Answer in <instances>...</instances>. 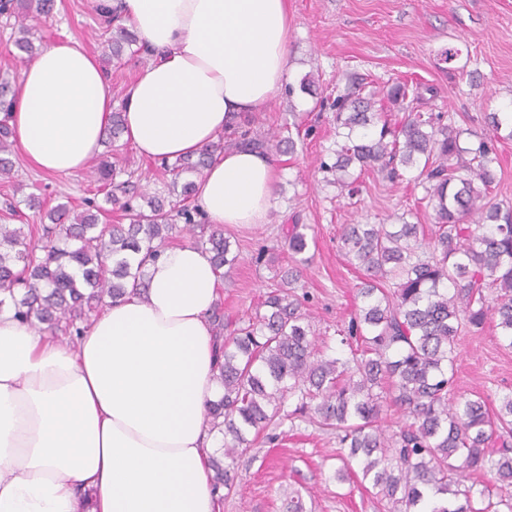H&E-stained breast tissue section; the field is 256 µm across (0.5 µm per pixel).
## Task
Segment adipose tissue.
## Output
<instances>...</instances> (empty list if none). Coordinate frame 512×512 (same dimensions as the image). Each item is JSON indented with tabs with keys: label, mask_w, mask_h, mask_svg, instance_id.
<instances>
[{
	"label": "adipose tissue",
	"mask_w": 512,
	"mask_h": 512,
	"mask_svg": "<svg viewBox=\"0 0 512 512\" xmlns=\"http://www.w3.org/2000/svg\"><path fill=\"white\" fill-rule=\"evenodd\" d=\"M151 50L128 87L125 137L161 162L195 155L289 80L288 0H93ZM111 82L78 41L24 68L9 124L49 174L87 168L113 111ZM276 166L234 148L195 182L210 224H264ZM144 292L105 299L73 341L0 311V512H219L207 407L221 391L208 253L165 248Z\"/></svg>",
	"instance_id": "1"
}]
</instances>
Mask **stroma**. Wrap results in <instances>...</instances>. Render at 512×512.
Wrapping results in <instances>:
<instances>
[{"label":"stroma","mask_w":512,"mask_h":512,"mask_svg":"<svg viewBox=\"0 0 512 512\" xmlns=\"http://www.w3.org/2000/svg\"><path fill=\"white\" fill-rule=\"evenodd\" d=\"M292 27L288 51L289 83L294 95L279 93L257 110L251 135L289 130L294 153H278L277 206L269 223L228 225L239 262L218 288L225 316L245 320L254 314L271 284L291 260L285 244L289 225L307 227L311 262L295 291L307 296L318 349L348 355L340 342L360 301L358 273L339 245L345 224H419L433 227V211L413 177L392 182L362 173L353 194L339 193L317 168L335 139L333 114L317 97L336 98L362 81L379 87L391 79L435 87L429 109L445 113L462 129V146L475 134H490L487 116L512 104V0H290ZM38 47L73 38L101 54L106 26L87 0H56L51 17L32 21ZM458 52L445 62L447 49ZM314 75L317 96L299 93L305 75ZM12 182L0 180V224H42L44 212L66 203L82 212L88 201H103L89 171L46 175L21 152H13ZM109 159L133 182L164 190L169 180L159 164L138 155L121 140ZM43 211L24 207L27 194ZM19 204L11 215L9 204ZM262 263H255L259 248ZM455 398L496 399L512 390V349L501 346L492 324L463 329L457 339ZM336 434L306 420H282L259 435L237 461L235 488L225 495L221 512H287L289 492L299 491L306 512H388L387 501L366 490L360 477L337 481Z\"/></svg>","instance_id":"1"}]
</instances>
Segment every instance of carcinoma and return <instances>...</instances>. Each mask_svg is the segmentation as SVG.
<instances>
[{
  "label": "carcinoma",
  "instance_id": "obj_1",
  "mask_svg": "<svg viewBox=\"0 0 512 512\" xmlns=\"http://www.w3.org/2000/svg\"><path fill=\"white\" fill-rule=\"evenodd\" d=\"M0 14L14 18L13 47L20 59L39 54L29 18L48 17L54 0H29L19 11L16 0ZM109 57L137 53L135 34L110 22ZM432 86L394 81L364 95L336 96L334 162L322 159L319 170L342 190H353L351 169L372 170L389 180L417 172L428 204L435 212L431 237L418 224H345L341 249L362 272L357 295L362 305L341 343L350 356L317 355L315 332L303 303L292 291L301 270L290 268L266 293L255 316L242 325L224 320L222 307L210 316L218 346L215 380L223 389L208 408L210 430L224 438L222 456L209 457L214 488L232 490L240 451L250 447L249 433L259 434L284 416L309 417L336 431L339 451L336 479L361 473L362 481L391 503L390 512H512V498L474 506L487 488L466 485L478 473L492 472L503 487L512 486V391L493 409L487 399L450 397L456 338L463 328L490 321L512 349V211L502 210L489 195L496 186L497 143L512 139V109L488 115L493 137H478L460 146L462 131L441 112L417 105ZM14 88L0 80V179L14 171L13 131L9 115ZM405 112L395 123L380 121L379 101ZM123 112L114 111L105 135L116 141L124 133ZM237 147L264 154L293 151L291 137H250L232 129ZM225 136L205 146L195 158L163 162L171 173L170 195L187 200L194 182L179 183L184 174L200 176ZM96 181L113 187L105 203L124 212L126 224H100L96 212L75 213L60 204L47 214L48 224H0V309L52 335H79L107 297L117 299L127 288H146L143 268L166 248L176 221L194 245L210 254L219 277L232 270L239 255L224 237L221 224H198L187 208L174 210L156 192L146 206L135 205L129 182L115 183L116 169L106 159L94 168ZM305 226L288 232V251L305 253ZM46 239L38 245L36 236ZM229 335H224V332ZM403 410L405 420L392 433L379 421L381 391Z\"/></svg>",
  "mask_w": 512,
  "mask_h": 512
}]
</instances>
